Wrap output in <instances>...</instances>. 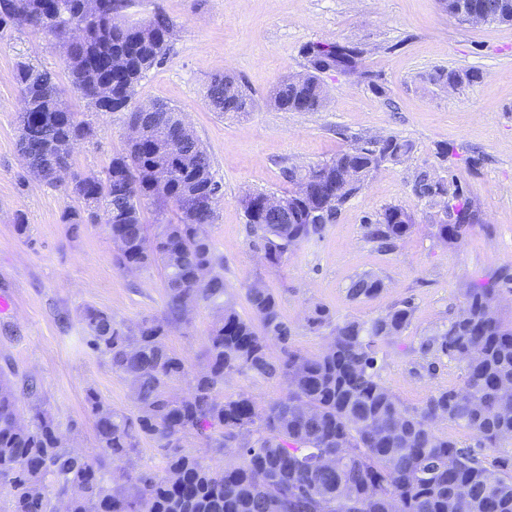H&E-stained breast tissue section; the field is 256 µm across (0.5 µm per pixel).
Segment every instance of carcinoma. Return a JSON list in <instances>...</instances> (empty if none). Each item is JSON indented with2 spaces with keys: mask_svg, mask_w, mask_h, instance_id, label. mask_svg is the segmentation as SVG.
I'll return each instance as SVG.
<instances>
[{
  "mask_svg": "<svg viewBox=\"0 0 512 512\" xmlns=\"http://www.w3.org/2000/svg\"><path fill=\"white\" fill-rule=\"evenodd\" d=\"M107 9L83 10V0H0V28L27 26L61 45L74 92L95 111L99 89L112 93V111L128 113L146 73L163 64L172 49L173 25L158 12L147 22L125 20L130 0H104ZM448 14L461 17L475 8L491 22H512V0H443ZM81 27L73 38L69 30ZM365 50L352 43L311 42L303 47L305 77L288 75L271 89L274 108L317 112L326 100L320 75L362 71ZM22 109L17 150L42 182L58 185L57 167H71L70 146L92 135L63 99L54 75L30 63L16 67ZM479 78L476 70H438L432 81L459 86ZM206 97L222 114L246 112L252 98L234 76L217 75ZM156 125L168 131L127 141L105 174H72L71 193L85 212L67 211L63 220L77 231L101 220L111 228L118 268L135 273L152 265L164 272L166 301L161 316L133 325L117 323L94 307L80 312L86 344L106 356L136 402L128 415L112 408L90 388L86 401L94 417L97 452L69 450L55 420L42 408L34 384L26 385L27 417H22L10 374L0 371V480L10 487V512H54L65 500L68 512H512V477L492 471L440 431L448 422L491 447L512 441V320L499 312L500 287L512 284V270L500 268L483 285L466 283L463 304L427 341L448 358L464 363L459 386L431 391L412 410L381 381L375 344L403 333L413 308L403 302L368 321L339 322L315 306L306 318L316 331L329 330L328 344L307 355L289 345L290 327L269 288H246L252 316L242 317L224 280V257L212 243L209 226L217 202H207L214 177L201 140L179 132L180 110L152 104ZM412 145L397 136L370 139L308 166L285 171L293 190L283 210L261 206L245 213L264 259L277 265L284 254L319 236L342 206L359 193L384 161H401ZM340 166L359 172L357 182L337 181ZM413 191L438 208L434 236L457 242L467 227L481 222L479 205L466 197L455 178L441 183L416 173ZM337 205L321 216L326 197ZM158 208L161 219L147 241L141 203ZM173 206L177 221L164 218ZM370 238L386 245L404 239L413 218L391 205L372 219ZM380 279H353L348 295L371 299ZM203 304L215 313L204 351L205 368L189 375L185 360L167 346L172 328L189 321L188 307ZM281 344L282 357L268 355V342ZM282 378L286 394L258 409L252 395H224L231 375ZM190 378L186 395L170 384ZM195 436L209 448H235L239 463L222 469L182 451ZM166 456V474L124 472L126 484L112 486L106 460L130 458L142 440ZM52 478L54 498L43 481Z\"/></svg>",
  "mask_w": 512,
  "mask_h": 512,
  "instance_id": "cac0c4a2",
  "label": "carcinoma"
}]
</instances>
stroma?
<instances>
[{"label": "stroma", "mask_w": 512, "mask_h": 512, "mask_svg": "<svg viewBox=\"0 0 512 512\" xmlns=\"http://www.w3.org/2000/svg\"><path fill=\"white\" fill-rule=\"evenodd\" d=\"M158 11L174 25L173 50L147 72L135 100L177 106L210 156L224 189L210 236L224 258V279L239 313L250 315L245 288L261 280L281 301L292 348L311 355L328 336L306 323L314 306L328 308L339 321H366L408 301L414 308L409 327L377 349L382 382L411 409L436 388L460 385V364L425 343L458 311L462 283L512 267V23L468 24L449 15L441 0H133L127 16L146 21ZM311 41L364 48V68L378 75L382 93L364 78L327 72L321 110L271 106L273 85L304 72L301 49ZM20 62L55 73L70 109L94 128L73 152V171L104 173L125 147L126 116L94 112L72 92L54 40L28 28L0 30V296L11 301L0 313V368L14 371L15 387L33 379L67 447L91 453L96 437L87 389L129 414L136 404L108 361L86 346L80 312L95 307L126 324L161 315L164 273L156 265L122 272L106 227L84 224L71 231L63 215L78 200L27 175L16 148ZM439 69L475 70L480 77L450 89L431 81ZM222 72L248 88L249 111L221 115L207 104L206 87ZM390 135L412 143L411 154L382 163L320 236L278 265H267L248 232L242 198L288 193L284 168L327 160L357 141ZM448 142L456 152L441 157L437 148ZM421 170L455 177L481 207V223L457 244L434 236L435 210L412 189ZM390 205L410 213L413 225L395 248L381 250L367 240L364 220ZM20 219L28 226L23 235L15 227ZM367 273L382 280L381 292L349 298L351 280ZM214 319L213 311L197 307L166 339L190 372L204 366ZM443 429L485 467L512 471L506 462L512 446L489 448L455 425Z\"/></svg>", "instance_id": "obj_1"}]
</instances>
